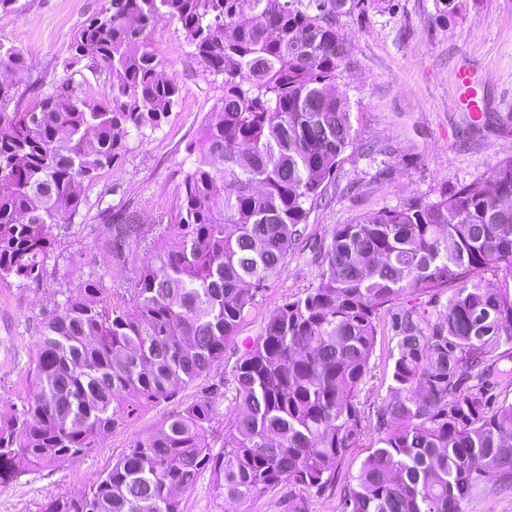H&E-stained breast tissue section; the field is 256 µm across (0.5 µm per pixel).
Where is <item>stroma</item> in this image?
<instances>
[{
    "label": "stroma",
    "mask_w": 512,
    "mask_h": 512,
    "mask_svg": "<svg viewBox=\"0 0 512 512\" xmlns=\"http://www.w3.org/2000/svg\"><path fill=\"white\" fill-rule=\"evenodd\" d=\"M22 8L0 20V41L27 59L13 79L24 104L31 105L62 81L83 97L108 94L110 78L86 62H74L71 44L100 0H20ZM336 28L351 50V64L336 86L347 92L359 145L347 150L327 188V202L315 208L303 237L263 297L227 343L224 359L209 377L177 389L174 398L142 408L135 419L97 438L94 448L61 466L22 469L0 486V512H45L56 495L81 493L96 476L161 421L197 399L211 385L232 390L241 338L258 335L286 300L318 283L317 252L336 225L383 210L400 209L452 194L475 180H491L512 158V0H452L440 16L435 0H369L364 10L337 16ZM145 36L161 62L177 101L160 129L129 136L128 149L99 180L85 186L89 208L56 229L53 254L42 282L18 286L0 281V408L21 403L33 387L32 367L42 310L52 308L59 289L79 292L97 260L109 300H117L151 257L143 241L128 240L123 257L102 242L112 215L135 213L142 224L173 223L190 160L187 145L224 95V85L200 63L176 22L162 19ZM474 67L484 79L485 116L472 122L455 105L454 73ZM394 310H380L370 371L359 395L362 410L386 396ZM376 440L365 432L336 467L335 485L325 493L281 485L239 504L236 512H288L289 498H304L308 512H336L341 493ZM463 512H512V481L493 474L462 506Z\"/></svg>",
    "instance_id": "obj_1"
}]
</instances>
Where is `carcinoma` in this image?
Masks as SVG:
<instances>
[{"label": "carcinoma", "instance_id": "carcinoma-1", "mask_svg": "<svg viewBox=\"0 0 512 512\" xmlns=\"http://www.w3.org/2000/svg\"><path fill=\"white\" fill-rule=\"evenodd\" d=\"M362 0H102L73 58L109 75L90 100L63 81L25 112L0 89V279L43 280L54 230L88 204L84 184L112 168L131 132L161 127L178 90L160 77L145 29L177 22L224 97L187 152L177 224L133 213L108 229L116 257L150 239L152 261L111 303L87 259L79 293L41 313L32 393L0 410V485L17 461L62 465L141 408L208 376L325 200L357 130L336 79L350 60L336 16ZM26 67L0 42V73ZM176 242L165 244L170 229ZM319 281L284 302L234 370V419L214 452V387L168 417L80 495L48 512H182L180 494L210 471L216 496L243 503L283 483L322 492L361 433L377 435L338 512H463L484 478L512 480V158L491 183L338 224ZM502 272L493 283L483 274ZM451 289L430 320L393 314L387 398L362 412L378 310L416 291Z\"/></svg>", "mask_w": 512, "mask_h": 512}]
</instances>
